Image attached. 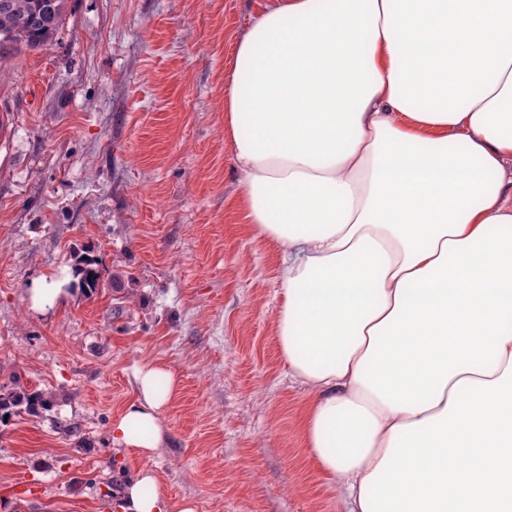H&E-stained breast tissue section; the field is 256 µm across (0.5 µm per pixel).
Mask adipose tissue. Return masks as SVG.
<instances>
[{
  "label": "adipose tissue",
  "mask_w": 512,
  "mask_h": 512,
  "mask_svg": "<svg viewBox=\"0 0 512 512\" xmlns=\"http://www.w3.org/2000/svg\"><path fill=\"white\" fill-rule=\"evenodd\" d=\"M277 339L348 512H512V0H280L230 64ZM112 426L150 456L155 365ZM125 512H167L147 468Z\"/></svg>",
  "instance_id": "1"
}]
</instances>
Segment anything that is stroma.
<instances>
[{"label":"stroma","instance_id":"1","mask_svg":"<svg viewBox=\"0 0 512 512\" xmlns=\"http://www.w3.org/2000/svg\"><path fill=\"white\" fill-rule=\"evenodd\" d=\"M275 2L70 0L55 39L0 58V388L60 396L0 427V512H123L142 467L170 512H346L306 447L282 251L239 218L224 121L229 60ZM84 248L115 279L90 297L68 288ZM43 276L62 293L36 311ZM147 363L177 392L135 458L112 424Z\"/></svg>","mask_w":512,"mask_h":512}]
</instances>
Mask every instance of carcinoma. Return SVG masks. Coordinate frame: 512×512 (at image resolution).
<instances>
[{
    "instance_id": "1",
    "label": "carcinoma",
    "mask_w": 512,
    "mask_h": 512,
    "mask_svg": "<svg viewBox=\"0 0 512 512\" xmlns=\"http://www.w3.org/2000/svg\"><path fill=\"white\" fill-rule=\"evenodd\" d=\"M67 0H0V55L21 47L35 49L57 35ZM79 287L91 296L105 286L100 260L87 250L77 258ZM52 394L43 390L0 393V424L24 415L39 417L49 409Z\"/></svg>"
}]
</instances>
